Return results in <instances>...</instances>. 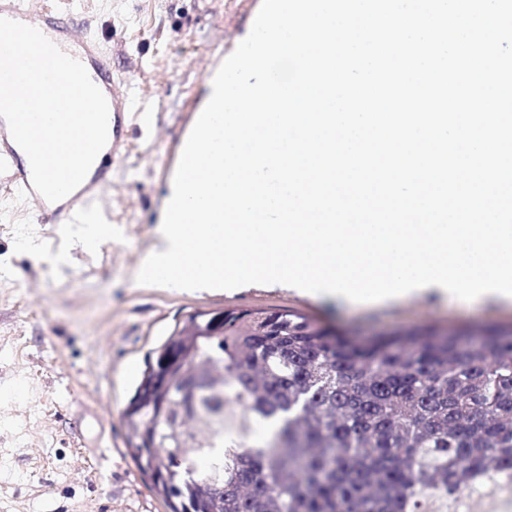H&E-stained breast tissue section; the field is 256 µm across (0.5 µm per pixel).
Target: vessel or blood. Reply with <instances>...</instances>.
I'll return each mask as SVG.
<instances>
[{
  "label": "vessel or blood",
  "instance_id": "b4317fda",
  "mask_svg": "<svg viewBox=\"0 0 512 512\" xmlns=\"http://www.w3.org/2000/svg\"><path fill=\"white\" fill-rule=\"evenodd\" d=\"M0 17L17 20L37 27L47 38L69 55L80 60L97 85L106 89L109 105V120L112 124V147L99 155V167L95 175L83 182L68 197L63 205L46 201L35 191L31 183V171L18 159L17 145L12 140L8 125L0 118V173L16 191L24 195L39 217L49 224L79 223L85 217L87 207L99 187L107 178V172L122 145L120 132L133 118L143 123H152L148 113L133 114L128 97L119 96L110 90L112 70L99 44L78 30L65 25L59 12H42L33 8L30 0H0Z\"/></svg>",
  "mask_w": 512,
  "mask_h": 512
}]
</instances>
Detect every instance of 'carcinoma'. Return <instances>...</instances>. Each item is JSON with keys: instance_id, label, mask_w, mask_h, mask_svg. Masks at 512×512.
Masks as SVG:
<instances>
[{"instance_id": "cac0c4a2", "label": "carcinoma", "mask_w": 512, "mask_h": 512, "mask_svg": "<svg viewBox=\"0 0 512 512\" xmlns=\"http://www.w3.org/2000/svg\"><path fill=\"white\" fill-rule=\"evenodd\" d=\"M195 388L137 393L138 467L171 512H451L512 471V332L433 326L360 343L288 310L178 339Z\"/></svg>"}]
</instances>
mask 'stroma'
<instances>
[{
  "label": "stroma",
  "mask_w": 512,
  "mask_h": 512,
  "mask_svg": "<svg viewBox=\"0 0 512 512\" xmlns=\"http://www.w3.org/2000/svg\"><path fill=\"white\" fill-rule=\"evenodd\" d=\"M65 23L98 41L139 121L94 205L110 239L84 247L38 221L0 180V512H169L134 461L124 412L146 360L200 312L288 309L366 338L402 328H512V298L470 304L435 289L378 302L282 285L184 291L136 275L161 245L176 159L212 69L249 34L262 0H83Z\"/></svg>",
  "instance_id": "35a3bbf8"
}]
</instances>
